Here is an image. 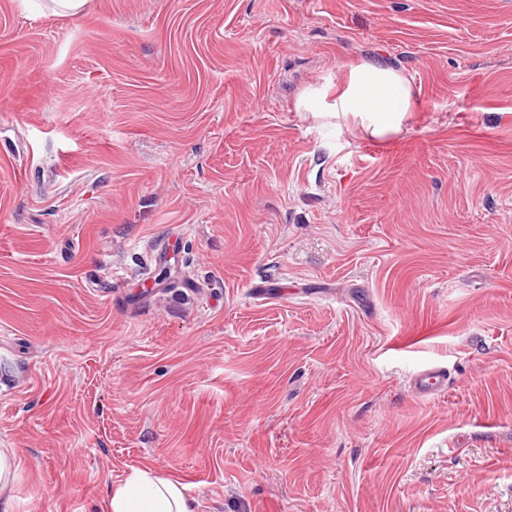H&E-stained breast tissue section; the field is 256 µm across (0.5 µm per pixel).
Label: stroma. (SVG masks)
Instances as JSON below:
<instances>
[{
  "label": "stroma",
  "instance_id": "obj_1",
  "mask_svg": "<svg viewBox=\"0 0 512 512\" xmlns=\"http://www.w3.org/2000/svg\"><path fill=\"white\" fill-rule=\"evenodd\" d=\"M50 7L0 0L10 512H512V0ZM361 59L386 140L297 108ZM449 383L446 368L433 366L411 378V389L415 396L434 397L446 393ZM189 487L174 476L146 467L132 468L122 484L112 487L101 512H195Z\"/></svg>",
  "mask_w": 512,
  "mask_h": 512
}]
</instances>
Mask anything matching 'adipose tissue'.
Wrapping results in <instances>:
<instances>
[{"mask_svg": "<svg viewBox=\"0 0 512 512\" xmlns=\"http://www.w3.org/2000/svg\"><path fill=\"white\" fill-rule=\"evenodd\" d=\"M417 92L402 72L379 61H352L343 73L321 86L306 89L298 106L318 119H336L351 134L386 139L412 118ZM189 487L174 476L152 469H132L113 487L103 512H194Z\"/></svg>", "mask_w": 512, "mask_h": 512, "instance_id": "ef3b65f1", "label": "adipose tissue"}]
</instances>
